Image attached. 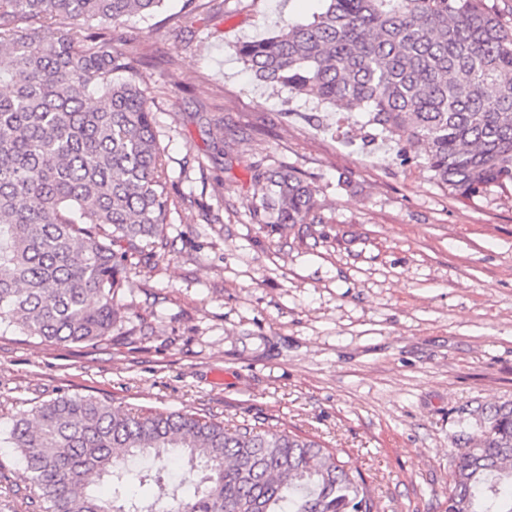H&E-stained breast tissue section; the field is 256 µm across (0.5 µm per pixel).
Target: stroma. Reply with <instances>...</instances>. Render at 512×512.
I'll use <instances>...</instances> for the list:
<instances>
[{
    "label": "stroma",
    "instance_id": "35a3bbf8",
    "mask_svg": "<svg viewBox=\"0 0 512 512\" xmlns=\"http://www.w3.org/2000/svg\"><path fill=\"white\" fill-rule=\"evenodd\" d=\"M317 7L166 0L165 27L134 20L153 56L140 86L169 177L164 243L132 266L111 340L0 333V512H32L3 442L13 419L74 394L314 435L379 512H446L460 420L512 400V185L454 196L392 144L334 132L316 99L251 80L236 43ZM218 117L234 142L214 143ZM282 163L317 186L320 223L253 221L252 175Z\"/></svg>",
    "mask_w": 512,
    "mask_h": 512
}]
</instances>
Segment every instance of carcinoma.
<instances>
[{
  "mask_svg": "<svg viewBox=\"0 0 512 512\" xmlns=\"http://www.w3.org/2000/svg\"><path fill=\"white\" fill-rule=\"evenodd\" d=\"M164 0H0V326L95 345L120 316L128 257L152 256L170 210L149 51L116 26ZM87 24L86 33L74 22ZM118 41L122 49L112 50ZM259 82L366 121L451 194L512 184V28L485 0H321L305 23L241 43ZM259 224H317V189L287 164L259 171ZM453 457L448 512H512V402L478 412ZM43 512H378L362 474L319 442L263 423L134 412L63 395L12 421Z\"/></svg>",
  "mask_w": 512,
  "mask_h": 512,
  "instance_id": "cac0c4a2",
  "label": "carcinoma"
}]
</instances>
